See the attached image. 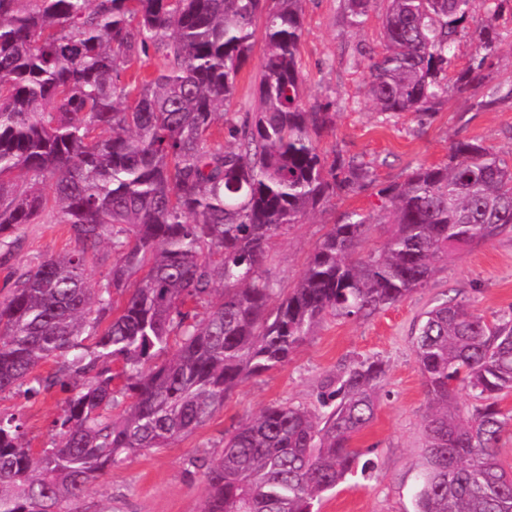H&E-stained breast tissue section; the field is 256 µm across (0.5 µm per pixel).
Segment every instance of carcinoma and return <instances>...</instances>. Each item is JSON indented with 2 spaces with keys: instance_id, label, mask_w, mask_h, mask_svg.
Returning a JSON list of instances; mask_svg holds the SVG:
<instances>
[{
  "instance_id": "cac0c4a2",
  "label": "carcinoma",
  "mask_w": 512,
  "mask_h": 512,
  "mask_svg": "<svg viewBox=\"0 0 512 512\" xmlns=\"http://www.w3.org/2000/svg\"><path fill=\"white\" fill-rule=\"evenodd\" d=\"M302 2L0 0V248L10 253L49 212L75 243L11 273L0 298V393H69L38 451L19 417L0 416V512H73L101 475L204 425L318 325L368 319L425 287L450 255L512 233V161L455 139L448 162L382 189L377 216L345 213L298 283L275 288L263 270L273 238L375 181L363 163L318 150L334 103L302 102ZM369 2L346 0L351 27L364 26ZM387 3L385 48L368 65L378 112L436 111L467 36L476 55L456 84L481 107L512 96L485 84L499 0ZM259 33L258 104L216 145ZM151 51L165 69L125 89L126 67ZM372 224L389 234L361 254ZM103 245L115 262L94 290L87 256ZM414 346L428 399L415 512H512V471L497 458L512 427L500 406L512 392V312L488 321L446 299L422 314ZM51 357L60 373L38 372ZM384 375L378 361L353 362L323 383L318 410L275 404L225 433L204 472V512H319L326 493L369 468L351 441L373 420ZM459 385L479 401L467 417Z\"/></svg>"
}]
</instances>
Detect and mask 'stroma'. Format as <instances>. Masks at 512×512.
Instances as JSON below:
<instances>
[{
  "label": "stroma",
  "mask_w": 512,
  "mask_h": 512,
  "mask_svg": "<svg viewBox=\"0 0 512 512\" xmlns=\"http://www.w3.org/2000/svg\"><path fill=\"white\" fill-rule=\"evenodd\" d=\"M386 0H371L365 26L355 30L345 21L342 0H304V35L299 46L303 103L334 101L333 129L317 140L324 153L371 166L374 186L330 199L301 223L273 239L264 266L276 287H293L315 247L332 224L349 210L378 213L379 188L402 182L416 167L448 160L454 139H476L512 159V97L490 108H473L472 93L450 88L448 100L432 115L405 112L385 116L367 96L368 58L382 48ZM500 53L490 70L493 83L512 84V0H501L498 21ZM264 43L256 41L241 70L225 121L257 101ZM73 248L67 225L30 224L20 234L8 264H0V296L8 291L10 269ZM465 300L486 319L512 311V234L464 251L441 265L425 288L365 320L336 319L318 326L287 364L247 378L232 390L224 408L191 435L170 447L131 457L100 477L85 492L82 512H201L204 470L201 459H214L224 435L265 407L288 402L316 409L325 379L344 365L379 360L385 365L375 417L355 439L366 452L370 469L329 493L320 512H414L424 465V416L427 396L414 352L419 315L437 300ZM66 392L52 389L37 396L0 394V416L22 417L31 448L50 445L53 422L65 405Z\"/></svg>",
  "instance_id": "obj_1"
}]
</instances>
